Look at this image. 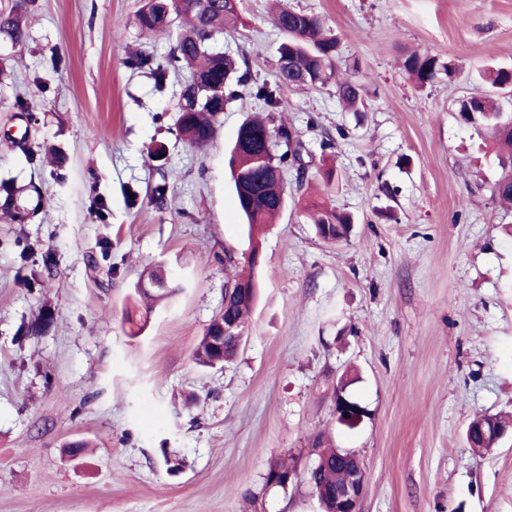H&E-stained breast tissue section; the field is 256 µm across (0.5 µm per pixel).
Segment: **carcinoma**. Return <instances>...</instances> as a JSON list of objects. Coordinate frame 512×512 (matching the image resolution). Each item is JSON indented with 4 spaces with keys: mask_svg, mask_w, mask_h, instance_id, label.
I'll return each mask as SVG.
<instances>
[{
    "mask_svg": "<svg viewBox=\"0 0 512 512\" xmlns=\"http://www.w3.org/2000/svg\"><path fill=\"white\" fill-rule=\"evenodd\" d=\"M180 20L182 32L175 47L163 60L145 51L129 55L124 64L131 69H148L156 82L166 80L168 72L187 68L191 78L183 89L176 109V126L191 146H207L215 136L216 118L235 96L236 89L249 90L268 107L278 104L277 91L282 86L321 88L336 86V93L349 110L360 112L365 108L364 86L354 76L343 74L338 68L336 38L327 34L321 19L304 11L279 6L272 13V21L284 35L278 48V67L274 84L252 80L248 58L234 57L209 46L216 35L237 28L239 0H143L136 14L137 24L145 34H154L169 28ZM0 35L14 43L27 38V29L21 15V6L0 10ZM403 66L418 88L437 81L440 75L451 74L453 65L441 61L429 51L413 52L406 56ZM460 119L471 125L491 129L496 155L502 169L500 178L492 187V196L502 204L512 205V113L504 112L490 98L475 93L459 104ZM303 144L294 143L286 126L273 131L269 121L259 117L246 119L239 127L236 139L229 149L228 166L238 208L249 228L247 275L235 271L236 261L231 253H224L226 274L224 307L219 318L209 324L200 337L193 357L197 364L212 367L214 362L226 363L238 354L240 347L227 342L217 345L223 334L222 321L231 319L247 333V319L258 296L255 262L259 252L260 236L274 217L288 205L283 165L287 159L301 160ZM0 197L4 198L0 211L14 222L20 221L15 209L17 191L6 182H0ZM303 210L314 226L315 234L329 244L348 239L346 226L354 223L348 212L324 202H307ZM142 310L128 314L127 323L136 325L135 318L150 314L152 303L171 296L167 276L162 269L145 271L138 288ZM487 416L475 418L466 431V440L478 451L499 444L495 435L481 430ZM284 460L273 462L266 474L269 488H287L288 467ZM350 475V461L336 455V449L323 448L317 464L308 470L304 479L317 497L320 512H335L336 489Z\"/></svg>",
    "mask_w": 512,
    "mask_h": 512,
    "instance_id": "obj_1",
    "label": "carcinoma"
}]
</instances>
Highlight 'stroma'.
<instances>
[{"label": "stroma", "mask_w": 512, "mask_h": 512, "mask_svg": "<svg viewBox=\"0 0 512 512\" xmlns=\"http://www.w3.org/2000/svg\"><path fill=\"white\" fill-rule=\"evenodd\" d=\"M270 2L241 0L218 41L259 82L282 41ZM283 2L337 36L368 109L345 111L332 85L281 88L275 121L306 173L284 167L246 343L204 368L192 351L223 307L224 254L249 248L224 149L265 106L239 91L214 142L190 147L174 124L188 72L159 85L124 64L177 42L139 30L141 0H0L28 29L0 37V182L31 213L0 215V512H318L307 484L265 474L284 455L306 471L319 441L361 459V512H512V435L482 453L465 439L476 415L512 414V208L492 197L487 130L457 117L487 66H512V0ZM425 50L455 69L419 89L403 61ZM307 193L355 216L348 242L315 235ZM154 265L181 290L134 337L124 313ZM346 374L367 410L354 428L333 415Z\"/></svg>", "instance_id": "35a3bbf8"}]
</instances>
